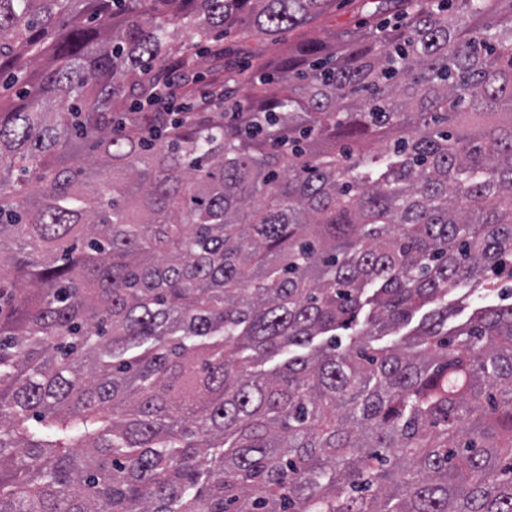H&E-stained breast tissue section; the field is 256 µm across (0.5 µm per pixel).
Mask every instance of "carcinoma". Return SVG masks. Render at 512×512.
Segmentation results:
<instances>
[{"instance_id":"cac0c4a2","label":"carcinoma","mask_w":512,"mask_h":512,"mask_svg":"<svg viewBox=\"0 0 512 512\" xmlns=\"http://www.w3.org/2000/svg\"><path fill=\"white\" fill-rule=\"evenodd\" d=\"M333 2L0 0V512H512V0ZM336 14L332 17L325 15L311 23L299 28L294 35L307 39H321L333 33H342L352 28L356 22L353 11L344 2L340 1Z\"/></svg>"}]
</instances>
